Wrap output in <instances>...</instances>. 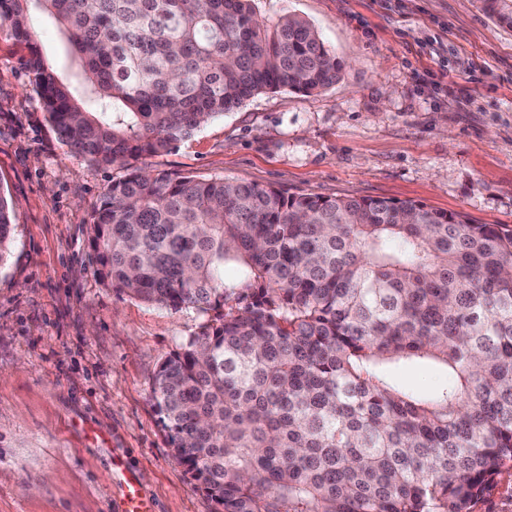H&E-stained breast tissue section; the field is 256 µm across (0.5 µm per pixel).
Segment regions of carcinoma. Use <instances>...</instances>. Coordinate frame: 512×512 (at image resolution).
<instances>
[{"label": "carcinoma", "instance_id": "1", "mask_svg": "<svg viewBox=\"0 0 512 512\" xmlns=\"http://www.w3.org/2000/svg\"><path fill=\"white\" fill-rule=\"evenodd\" d=\"M255 0H0L70 155L125 174L91 216L113 290L208 315L159 363L174 455L221 512H471L512 468V226L421 202L287 195L149 169L264 91L314 93L341 63L305 18ZM512 28V0H480ZM55 19L91 88L48 71ZM15 203L0 189V261ZM445 375L432 393L396 372Z\"/></svg>", "mask_w": 512, "mask_h": 512}]
</instances>
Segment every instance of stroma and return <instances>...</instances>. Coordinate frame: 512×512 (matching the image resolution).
<instances>
[{
	"label": "stroma",
	"mask_w": 512,
	"mask_h": 512,
	"mask_svg": "<svg viewBox=\"0 0 512 512\" xmlns=\"http://www.w3.org/2000/svg\"><path fill=\"white\" fill-rule=\"evenodd\" d=\"M310 21L342 64L315 94L255 95L150 159L151 168L313 194L414 200L512 225V29L480 0H255ZM32 36L76 95L58 25ZM0 32V188L16 203L0 265V512H121L135 479L151 512H217L173 455L153 379L207 320L103 285L86 228L116 167L72 157Z\"/></svg>",
	"instance_id": "stroma-1"
}]
</instances>
